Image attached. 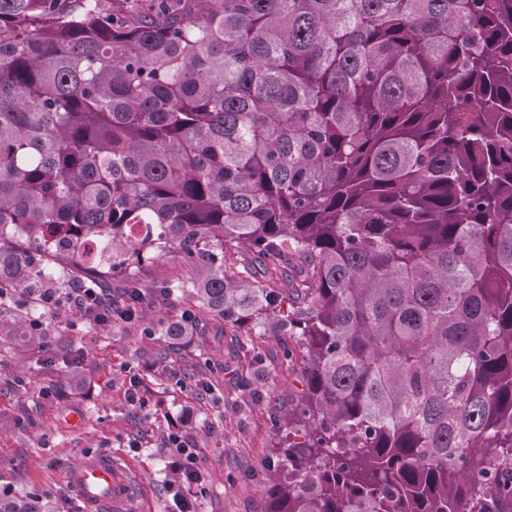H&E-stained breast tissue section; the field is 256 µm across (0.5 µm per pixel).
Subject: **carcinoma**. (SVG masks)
Returning a JSON list of instances; mask_svg holds the SVG:
<instances>
[{
  "mask_svg": "<svg viewBox=\"0 0 512 512\" xmlns=\"http://www.w3.org/2000/svg\"><path fill=\"white\" fill-rule=\"evenodd\" d=\"M126 2L0 0V299L175 246L303 349L265 512H512V0Z\"/></svg>",
  "mask_w": 512,
  "mask_h": 512,
  "instance_id": "obj_1",
  "label": "carcinoma"
}]
</instances>
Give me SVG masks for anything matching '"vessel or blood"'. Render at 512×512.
Instances as JSON below:
<instances>
[{
    "mask_svg": "<svg viewBox=\"0 0 512 512\" xmlns=\"http://www.w3.org/2000/svg\"><path fill=\"white\" fill-rule=\"evenodd\" d=\"M73 491L92 512H123L130 494V479L109 455H89L66 474Z\"/></svg>",
    "mask_w": 512,
    "mask_h": 512,
    "instance_id": "obj_1",
    "label": "vessel or blood"
}]
</instances>
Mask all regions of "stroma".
<instances>
[{
	"label": "stroma",
	"instance_id": "1",
	"mask_svg": "<svg viewBox=\"0 0 512 512\" xmlns=\"http://www.w3.org/2000/svg\"><path fill=\"white\" fill-rule=\"evenodd\" d=\"M132 276L153 295L131 322L98 324L45 305L34 315L40 343L21 336L0 345V490L86 512L63 474L76 458L104 452L134 474L137 512H264L274 419L297 396L299 344L217 332L176 249ZM187 316L195 338L161 336ZM124 364L143 373V408L124 399ZM176 425L203 474L186 504L169 483L164 447Z\"/></svg>",
	"mask_w": 512,
	"mask_h": 512
}]
</instances>
